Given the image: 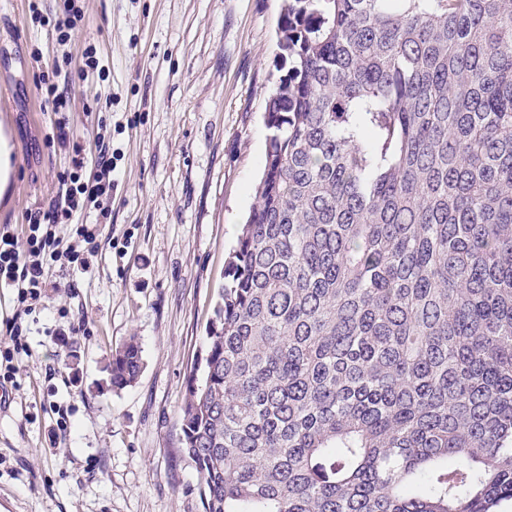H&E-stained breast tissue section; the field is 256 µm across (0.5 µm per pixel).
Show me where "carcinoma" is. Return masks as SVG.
<instances>
[{
  "instance_id": "1",
  "label": "carcinoma",
  "mask_w": 512,
  "mask_h": 512,
  "mask_svg": "<svg viewBox=\"0 0 512 512\" xmlns=\"http://www.w3.org/2000/svg\"><path fill=\"white\" fill-rule=\"evenodd\" d=\"M277 48L179 409L203 512H505L512 0H283Z\"/></svg>"
}]
</instances>
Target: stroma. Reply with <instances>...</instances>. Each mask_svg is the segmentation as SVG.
I'll list each match as a JSON object with an SVG mask.
<instances>
[{"mask_svg":"<svg viewBox=\"0 0 512 512\" xmlns=\"http://www.w3.org/2000/svg\"><path fill=\"white\" fill-rule=\"evenodd\" d=\"M281 4L0 0L12 168L0 225L57 198L73 145L97 132L118 175L92 272L62 278L14 359L21 388L0 404V512H202L197 473L177 452L178 411L261 175ZM73 12L65 42L39 23ZM50 82L68 93L62 112L40 94ZM60 122L66 146L52 139ZM74 317L84 334L61 347L44 335ZM132 336L144 367L116 391L111 353Z\"/></svg>","mask_w":512,"mask_h":512,"instance_id":"obj_1","label":"stroma"}]
</instances>
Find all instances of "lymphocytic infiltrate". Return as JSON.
Masks as SVG:
<instances>
[{
  "instance_id": "obj_1",
  "label": "lymphocytic infiltrate",
  "mask_w": 512,
  "mask_h": 512,
  "mask_svg": "<svg viewBox=\"0 0 512 512\" xmlns=\"http://www.w3.org/2000/svg\"><path fill=\"white\" fill-rule=\"evenodd\" d=\"M98 152L94 168H87L82 147H75L70 169L60 176L67 190L63 201L51 203L48 209H32L23 228L0 225V287L12 289L17 309L0 331L5 361L0 371V384L16 375L14 353L25 350L27 317L40 312L51 292L59 288V277L67 271H90L96 255L99 227L95 224H73L74 213L94 206L100 217H108L112 192L114 163L110 146L97 140ZM73 227L72 241H64L62 230Z\"/></svg>"
}]
</instances>
